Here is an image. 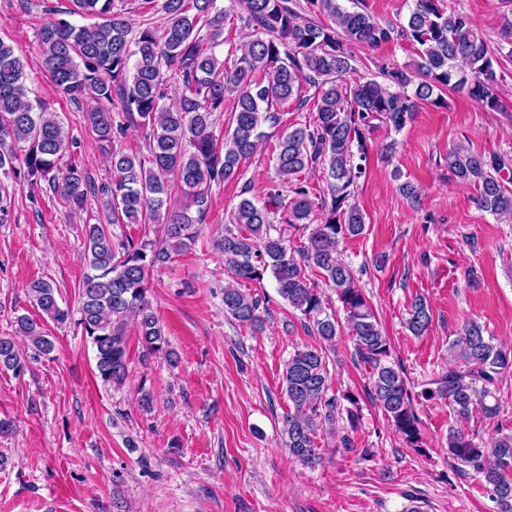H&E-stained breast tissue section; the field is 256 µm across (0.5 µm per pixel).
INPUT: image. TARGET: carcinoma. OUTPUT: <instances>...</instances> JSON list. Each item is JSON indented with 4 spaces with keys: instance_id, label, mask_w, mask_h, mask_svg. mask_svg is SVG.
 <instances>
[{
    "instance_id": "carcinoma-1",
    "label": "carcinoma",
    "mask_w": 512,
    "mask_h": 512,
    "mask_svg": "<svg viewBox=\"0 0 512 512\" xmlns=\"http://www.w3.org/2000/svg\"><path fill=\"white\" fill-rule=\"evenodd\" d=\"M69 6H45L49 21L38 32L42 67L57 92L85 107L87 121L114 176L96 187L75 158L62 163L71 141L58 113L29 96L22 59L0 38V170L38 187L45 182L74 210H83L91 195H102L104 212L84 235L87 273L79 286V318L75 325L95 351L96 376L112 386L128 373L127 320H136L145 357L172 355L169 342L147 297L148 273L172 255L191 247L210 209L213 187L238 181L244 163L258 149L263 128L281 125L278 107L302 88L314 90L312 121L288 128L276 145L278 171L294 180L293 197L284 202L272 188L263 201L251 195V183L240 190L230 226L214 247L224 256L229 280L224 284V313L240 325L258 330L265 301L241 288L274 278L279 296L299 311L308 328L329 343L347 333L354 356L369 371L366 394L409 448L422 447L417 405L444 400L453 413L469 417L478 410L487 419L501 409L495 388L512 371L506 351L476 321L466 323L449 344L448 370L413 390L404 369L392 358L364 289L352 269L340 261L338 247L365 229L363 212L353 202L358 179L365 173L367 140L383 126L401 131L419 104L442 90L466 93L481 106L498 110L499 76L494 52L467 15L445 0H413L406 23H382L368 11L344 8L340 0H230L254 35L238 44V56L227 64L216 54L224 45L227 11L217 0H163L161 22L147 19L133 30L120 0H67ZM101 22L77 26L69 17ZM326 17V24L321 18ZM417 45L416 58L401 68L379 69L382 81L349 82L350 46L377 47L392 40ZM182 85L170 100L171 76ZM119 101L113 110V101ZM231 117L223 134L215 133L225 110ZM142 131L147 157L118 147L130 127ZM448 171L477 190L485 211L512 218V190L502 173L512 171L507 153H472L458 145L448 150ZM322 167L327 193L315 197L301 174ZM175 176L184 202L172 203ZM161 223V237L137 242L112 239L110 224ZM309 232L307 245L288 247L281 225ZM318 269L324 285L336 295L344 323L328 312L331 301L306 270ZM28 293L47 318L65 323L68 309L58 301L57 286L44 279L28 285ZM18 332L35 352L48 355L55 345L39 324L22 315ZM431 323L426 301L416 299L406 326L419 336ZM26 359L12 337H0V369L21 374ZM290 412L285 419L289 453L304 465L321 459L317 433L324 429L350 451L349 431L358 423L359 399L349 403L328 395L323 349L297 350L283 373ZM448 457L457 469H472L499 512H512V432L498 431L479 443L449 430Z\"/></svg>"
}]
</instances>
